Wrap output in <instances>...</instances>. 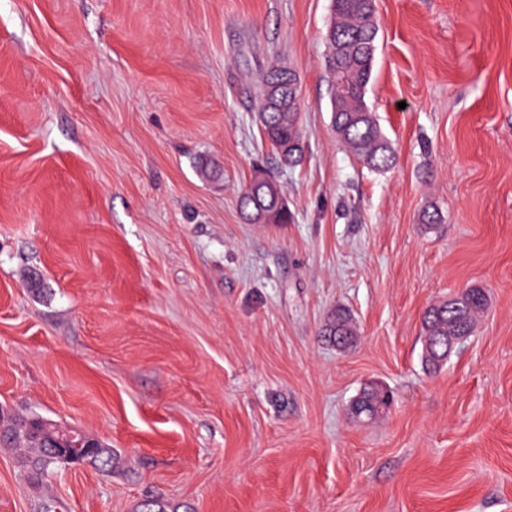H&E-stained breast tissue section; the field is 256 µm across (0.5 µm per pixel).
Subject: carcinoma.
<instances>
[{"instance_id": "obj_1", "label": "carcinoma", "mask_w": 512, "mask_h": 512, "mask_svg": "<svg viewBox=\"0 0 512 512\" xmlns=\"http://www.w3.org/2000/svg\"><path fill=\"white\" fill-rule=\"evenodd\" d=\"M333 35L327 46L326 72L330 86L332 127L336 139L353 154L363 167L384 172L395 163V151L383 133L376 113L365 100L366 88L371 80L376 38L379 31L374 0H333ZM281 77L282 86L277 97L263 93L268 104L259 113L261 131L271 145L278 164L295 167L305 157V142L299 124V105L288 104L292 89L288 87V69L273 67L262 75L260 82L268 88L275 76ZM241 213L251 224H286L288 208L284 207L283 191L273 176L249 182L239 199ZM485 296L481 289L471 288L452 294L447 299L427 308L422 315L425 332L422 363L434 372L448 359V330L470 331L476 316L484 308ZM340 348L350 345L356 330L349 315L339 312L332 317L325 329ZM376 398L372 389L364 390L355 399L352 410L355 416L373 417L383 409L381 403L363 409L368 401ZM22 419H10L3 425V444L28 445V452L20 457L19 464L28 478L39 483L62 474L64 464L52 449L46 447L37 434V427L29 430L26 438L9 437ZM115 456L112 449L100 445L92 459L91 467H112Z\"/></svg>"}]
</instances>
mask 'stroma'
Listing matches in <instances>:
<instances>
[{
    "label": "stroma",
    "mask_w": 512,
    "mask_h": 512,
    "mask_svg": "<svg viewBox=\"0 0 512 512\" xmlns=\"http://www.w3.org/2000/svg\"><path fill=\"white\" fill-rule=\"evenodd\" d=\"M376 9L384 174L331 125V0H0V409L116 454L37 486L0 447V512L150 495L178 512H512V0ZM275 64L299 77L294 168L257 124ZM260 167L290 223L243 221ZM429 203L441 224H421ZM472 287L484 314L427 374L424 310ZM339 308L359 329L344 351L322 334ZM372 384L393 402L355 418Z\"/></svg>",
    "instance_id": "stroma-1"
}]
</instances>
